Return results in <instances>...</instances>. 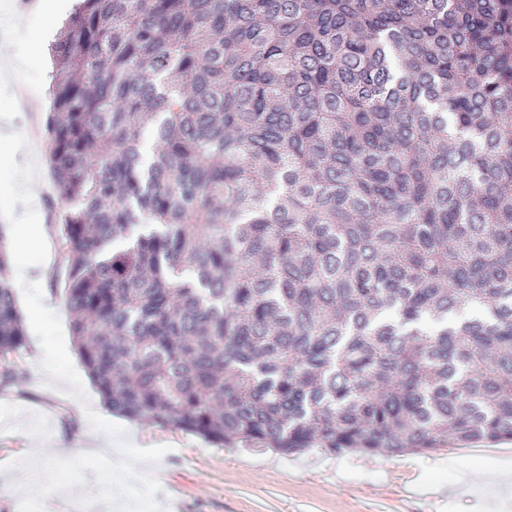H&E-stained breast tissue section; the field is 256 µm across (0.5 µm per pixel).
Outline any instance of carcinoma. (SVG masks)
Wrapping results in <instances>:
<instances>
[{"label": "carcinoma", "mask_w": 512, "mask_h": 512, "mask_svg": "<svg viewBox=\"0 0 512 512\" xmlns=\"http://www.w3.org/2000/svg\"><path fill=\"white\" fill-rule=\"evenodd\" d=\"M52 51L107 409L283 455L512 441V0H78ZM25 348L0 235L1 385Z\"/></svg>", "instance_id": "cac0c4a2"}]
</instances>
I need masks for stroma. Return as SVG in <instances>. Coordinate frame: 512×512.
<instances>
[{
    "label": "stroma",
    "mask_w": 512,
    "mask_h": 512,
    "mask_svg": "<svg viewBox=\"0 0 512 512\" xmlns=\"http://www.w3.org/2000/svg\"><path fill=\"white\" fill-rule=\"evenodd\" d=\"M44 21L26 12L19 0H0V54L30 58L43 55L21 72L28 93L25 111H18L9 92L0 93V111L12 113L15 130L41 126L50 108L52 70L41 39ZM40 173L33 185V206L49 246L46 262L38 266L46 306L62 325H69L62 293L65 270L51 229L58 203L46 153L36 158ZM41 347L28 334L21 357L24 378L0 385V464L36 452L62 448L67 456L97 448L121 460L119 444L167 446L153 468L161 504L176 503L180 512H512V463L472 461L463 448H442L422 455L401 456L359 452L327 453L313 448L282 455L269 448H218L198 436L147 422H133L105 410L89 376H82L87 402L47 387L39 363ZM121 426V440L96 432L85 411Z\"/></svg>",
    "instance_id": "35a3bbf8"
}]
</instances>
